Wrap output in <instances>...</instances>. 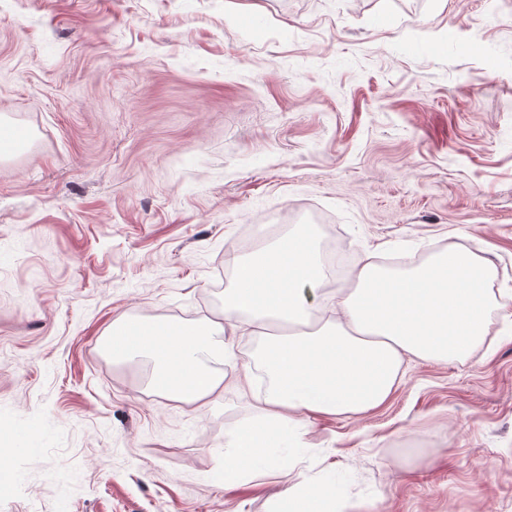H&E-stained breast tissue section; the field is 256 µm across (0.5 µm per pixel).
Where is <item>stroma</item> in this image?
I'll list each match as a JSON object with an SVG mask.
<instances>
[{"label":"stroma","instance_id":"stroma-1","mask_svg":"<svg viewBox=\"0 0 512 512\" xmlns=\"http://www.w3.org/2000/svg\"><path fill=\"white\" fill-rule=\"evenodd\" d=\"M0 512H268L234 389L150 393L124 315L224 322L232 259L325 223L349 267L469 247L483 345L283 450L336 512H512V0H0Z\"/></svg>","mask_w":512,"mask_h":512}]
</instances>
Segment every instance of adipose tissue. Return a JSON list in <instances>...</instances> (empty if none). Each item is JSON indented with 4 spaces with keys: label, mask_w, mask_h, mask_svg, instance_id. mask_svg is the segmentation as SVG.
<instances>
[{
    "label": "adipose tissue",
    "mask_w": 512,
    "mask_h": 512,
    "mask_svg": "<svg viewBox=\"0 0 512 512\" xmlns=\"http://www.w3.org/2000/svg\"><path fill=\"white\" fill-rule=\"evenodd\" d=\"M309 235L299 229L234 265L224 309L256 340L237 388L260 419L232 434L225 472L238 474L240 462L266 458L274 436L297 414L354 416L380 406L401 379L405 355L460 361L483 343L495 303L488 287L493 271L458 250L404 269L366 258L353 271L352 287L337 289L332 317L309 330L325 277ZM273 321L289 323V332L268 334ZM226 334V326L210 322L147 326L127 316L112 325L111 355L148 367V386L164 397L204 405L226 387ZM273 512H335V506L328 488L306 480Z\"/></svg>",
    "instance_id": "1"
}]
</instances>
